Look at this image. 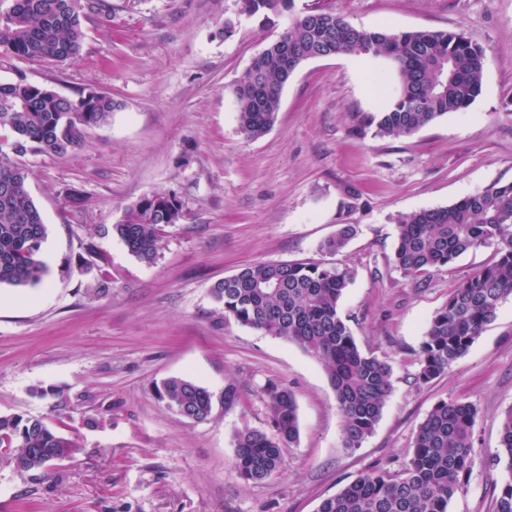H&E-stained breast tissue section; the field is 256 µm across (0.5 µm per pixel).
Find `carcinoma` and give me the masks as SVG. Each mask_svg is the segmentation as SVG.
I'll return each instance as SVG.
<instances>
[{
	"mask_svg": "<svg viewBox=\"0 0 512 512\" xmlns=\"http://www.w3.org/2000/svg\"><path fill=\"white\" fill-rule=\"evenodd\" d=\"M295 0H241V11L264 23L284 14L291 22L264 49V65L248 69L233 90L239 132L246 139L275 124L288 82L283 49L382 57L401 79L398 97L382 112L366 115L360 133L409 136L439 118L468 108L480 95L487 66L485 50L462 31L391 32L357 28L319 8L294 12ZM108 22L106 0H0V59L19 58L58 65L80 54L83 22ZM118 107L112 95L81 91L75 99L24 78L0 83V285L34 287L47 268L40 254L47 227L28 189L30 171L16 158L63 156L81 145L86 130L108 124ZM183 217L174 196L142 197L112 225L137 259L152 263L161 228ZM356 234L343 224L323 241V254L340 252ZM495 248V259L473 272L432 317L419 353L416 380L428 384L448 372L512 297V183H494L446 207L398 219L393 266L416 277L446 266L463 253ZM353 272L324 260L310 263H253L217 281L211 294L224 318L297 343L324 367L343 418L345 446L357 448L374 430L392 392V367L363 352L341 316L339 302ZM159 400L197 421L211 413L209 391L195 381L171 377L155 386ZM274 430L240 431L234 438L236 478L259 482L280 471L282 448L299 432L292 392L270 380L263 387ZM475 404L443 400L420 424L399 471L375 469L325 499L318 512H448L472 468ZM501 451L511 477L495 512H512V408L502 419ZM76 444L41 419L0 416V456L20 471L49 472L71 457Z\"/></svg>",
	"mask_w": 512,
	"mask_h": 512,
	"instance_id": "1",
	"label": "carcinoma"
}]
</instances>
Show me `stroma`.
I'll use <instances>...</instances> for the list:
<instances>
[{
  "instance_id": "stroma-1",
  "label": "stroma",
  "mask_w": 512,
  "mask_h": 512,
  "mask_svg": "<svg viewBox=\"0 0 512 512\" xmlns=\"http://www.w3.org/2000/svg\"><path fill=\"white\" fill-rule=\"evenodd\" d=\"M110 2V22H85L77 58L0 62V83L22 77L67 98L93 88L120 105L78 150L22 159L47 226V273L32 288L0 287V415L43 419L78 450L48 475L0 460V512H317L367 471L400 470L428 412L455 398L478 416L471 474L448 512H494L512 476L493 462L512 409V299L445 375L415 380L432 316L494 250L414 279L391 257L400 216L512 182V0H296V11L316 3L368 30L464 31L488 57L482 91L413 135L361 136L362 116L397 96L398 75L374 57L313 59L254 140L239 132L231 90L289 16L265 25L238 0ZM155 193L175 195L184 217L164 227L148 264L112 226ZM344 224L357 234L331 257L354 272L340 313L360 349L393 370L379 422L352 449L321 364L225 319L210 293L246 264L321 260L319 244ZM173 376L209 390L206 420L158 399L155 383ZM271 379L295 397L299 436L278 475L247 483L232 473L233 437L272 432ZM230 384L240 398L228 409Z\"/></svg>"
}]
</instances>
